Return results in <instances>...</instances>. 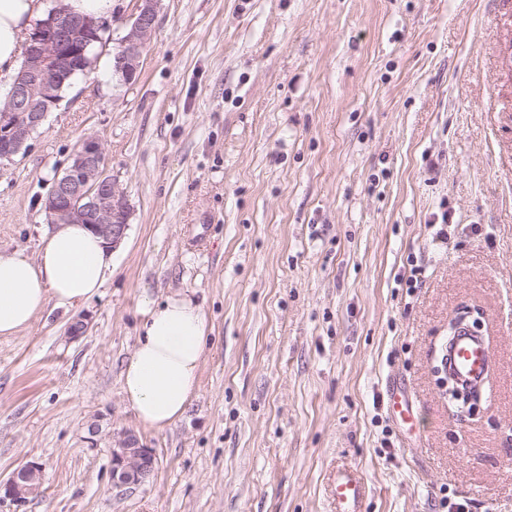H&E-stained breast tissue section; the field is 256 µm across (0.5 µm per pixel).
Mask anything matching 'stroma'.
Instances as JSON below:
<instances>
[{"label":"stroma","instance_id":"obj_1","mask_svg":"<svg viewBox=\"0 0 512 512\" xmlns=\"http://www.w3.org/2000/svg\"><path fill=\"white\" fill-rule=\"evenodd\" d=\"M136 4L0 165V252L37 255L85 137L131 208L99 297L0 338V480L41 464L27 512H336L351 469L362 512H512V378L466 410L441 387L468 312L512 365V0H158L126 82ZM177 292L213 332L186 416L147 430L120 371ZM125 431L155 466L116 487ZM137 2L133 20L126 24L125 34L116 54V68L123 78L128 80L133 79L137 73L142 51L151 39L157 22V0H138ZM389 407L392 414L402 423L413 425L414 413L412 401L401 389L393 388L389 395Z\"/></svg>","mask_w":512,"mask_h":512}]
</instances>
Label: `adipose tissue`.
I'll list each match as a JSON object with an SVG mask.
<instances>
[{
  "label": "adipose tissue",
  "instance_id": "ef3b65f1",
  "mask_svg": "<svg viewBox=\"0 0 512 512\" xmlns=\"http://www.w3.org/2000/svg\"><path fill=\"white\" fill-rule=\"evenodd\" d=\"M45 14L44 0H0V80L15 75L23 43ZM111 271V248L77 222L43 236L36 256L0 253V337L30 326L47 307L68 310L98 297ZM142 315L120 372L121 393L138 424L162 431L196 396L212 327L187 292L147 301Z\"/></svg>",
  "mask_w": 512,
  "mask_h": 512
}]
</instances>
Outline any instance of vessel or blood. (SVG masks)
Returning <instances> with one entry per match:
<instances>
[{
	"instance_id": "obj_1",
	"label": "vessel or blood",
	"mask_w": 512,
	"mask_h": 512,
	"mask_svg": "<svg viewBox=\"0 0 512 512\" xmlns=\"http://www.w3.org/2000/svg\"><path fill=\"white\" fill-rule=\"evenodd\" d=\"M442 366L454 386L461 392L481 394L488 383L491 352L487 336L467 326H459L448 338ZM392 414L402 423L414 421L413 404L401 389L389 395ZM362 485L358 479L343 476L335 486L336 512H362Z\"/></svg>"
}]
</instances>
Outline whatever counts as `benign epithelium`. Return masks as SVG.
<instances>
[{"instance_id":"7a95c632","label":"benign epithelium","mask_w":512,"mask_h":512,"mask_svg":"<svg viewBox=\"0 0 512 512\" xmlns=\"http://www.w3.org/2000/svg\"><path fill=\"white\" fill-rule=\"evenodd\" d=\"M54 0L48 17L41 21L25 43L23 52L29 69L23 81L13 85L7 96L12 108L8 122H0V161L18 153L32 131L44 119L50 107L58 76L71 70L77 56H82L97 31L104 27L99 21L70 15ZM157 0H138L132 22L126 25L116 54L117 70L131 80L139 69L142 51L156 28ZM39 99L43 105L30 110L27 100ZM43 208L49 219L77 220L89 227L106 243L117 247L128 229L130 208L116 179L106 174L101 143L95 137L84 138L75 150L65 176L58 180ZM150 449L140 446L133 434L121 436L112 448V485H137L145 481L152 469ZM42 479V467L35 461L16 468L0 480V509L21 512L28 497Z\"/></svg>"}]
</instances>
